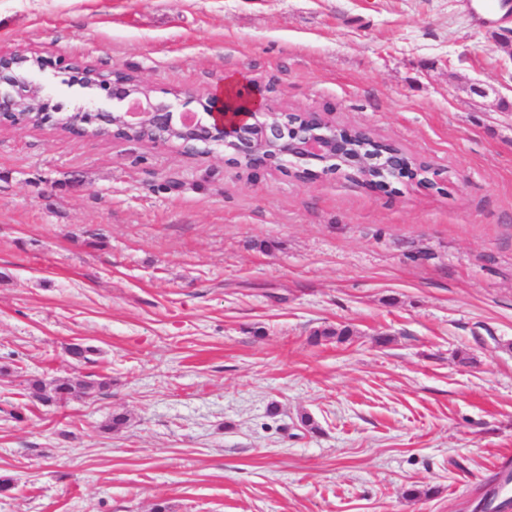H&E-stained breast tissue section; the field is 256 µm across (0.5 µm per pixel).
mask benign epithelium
Wrapping results in <instances>:
<instances>
[{
    "mask_svg": "<svg viewBox=\"0 0 512 512\" xmlns=\"http://www.w3.org/2000/svg\"><path fill=\"white\" fill-rule=\"evenodd\" d=\"M45 65L41 56L0 52V125L25 127L54 117L70 133L84 136L89 134L87 124L96 119L102 130L125 132L122 141H140L134 132L145 129L155 143H178L191 152H222L233 164L284 167L311 159L326 163L330 171L344 166L355 174L376 166V158L367 153L348 154L356 134L336 130L318 112H275L256 87H241L225 97L213 92L202 95L211 118L204 124L197 116L189 121L186 113L172 111L171 104L152 95L150 86L125 72L75 64L73 69L91 79L92 88L105 92L115 107L102 112L92 104L84 112L69 113L34 79ZM407 168L402 153L389 152L380 174L363 180L385 186L388 178Z\"/></svg>",
    "mask_w": 512,
    "mask_h": 512,
    "instance_id": "1",
    "label": "benign epithelium"
}]
</instances>
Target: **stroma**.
<instances>
[{
    "label": "stroma",
    "instance_id": "obj_1",
    "mask_svg": "<svg viewBox=\"0 0 512 512\" xmlns=\"http://www.w3.org/2000/svg\"><path fill=\"white\" fill-rule=\"evenodd\" d=\"M473 6L0 0L68 111L112 108L73 61L178 112L234 73L432 173L0 125V512H474L512 452V13ZM52 386H48L41 379H30L27 381V397L33 402L43 405L61 402L84 395L89 385L82 380L73 381L71 379L55 380Z\"/></svg>",
    "mask_w": 512,
    "mask_h": 512
}]
</instances>
